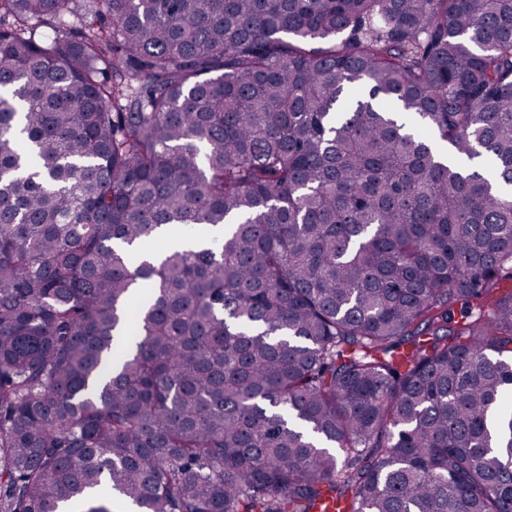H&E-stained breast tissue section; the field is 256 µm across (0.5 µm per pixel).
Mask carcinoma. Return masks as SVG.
Masks as SVG:
<instances>
[{
  "label": "carcinoma",
  "instance_id": "obj_1",
  "mask_svg": "<svg viewBox=\"0 0 512 512\" xmlns=\"http://www.w3.org/2000/svg\"><path fill=\"white\" fill-rule=\"evenodd\" d=\"M83 5L0 0V512H512V0Z\"/></svg>",
  "mask_w": 512,
  "mask_h": 512
}]
</instances>
